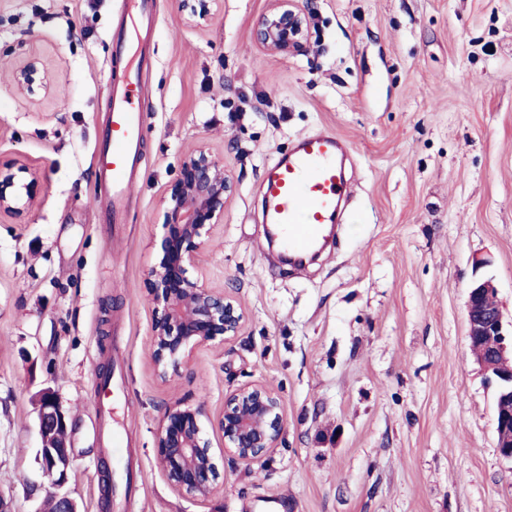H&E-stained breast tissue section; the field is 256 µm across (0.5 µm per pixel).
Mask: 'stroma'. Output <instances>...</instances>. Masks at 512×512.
<instances>
[{"instance_id":"1","label":"stroma","mask_w":512,"mask_h":512,"mask_svg":"<svg viewBox=\"0 0 512 512\" xmlns=\"http://www.w3.org/2000/svg\"><path fill=\"white\" fill-rule=\"evenodd\" d=\"M0 0V168L39 174L34 205L0 218V496L50 512L41 393L68 418L67 489L79 512H512V461L495 441V390L468 348L467 289L493 278L512 320V0H297L307 50L264 51L270 0H221L200 27L151 0ZM127 28L128 46L112 36ZM41 59L47 97L12 84ZM136 76L146 134L124 223L96 173L113 68ZM332 128L354 150L357 212L306 272L270 258L261 189L296 137ZM206 145L235 182L193 274L245 322L167 378L152 362L145 281L183 155ZM485 261L474 268V258ZM260 382L284 439L267 458L226 456L207 500L177 493L154 449L175 401L210 415ZM128 470H100L110 433Z\"/></svg>"}]
</instances>
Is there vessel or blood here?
<instances>
[{"mask_svg": "<svg viewBox=\"0 0 512 512\" xmlns=\"http://www.w3.org/2000/svg\"><path fill=\"white\" fill-rule=\"evenodd\" d=\"M112 142L98 154V174L112 184V212L120 214L145 136V114L131 88L112 92ZM351 150L334 131L322 129L298 140L263 186V222L299 263L344 220L348 183L344 161Z\"/></svg>", "mask_w": 512, "mask_h": 512, "instance_id": "vessel-or-blood-1", "label": "vessel or blood"}]
</instances>
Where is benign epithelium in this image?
<instances>
[{"label":"benign epithelium","mask_w":512,"mask_h":512,"mask_svg":"<svg viewBox=\"0 0 512 512\" xmlns=\"http://www.w3.org/2000/svg\"><path fill=\"white\" fill-rule=\"evenodd\" d=\"M178 10L199 25L217 0H175ZM307 18L295 0H271L256 21L261 48L285 56L306 49ZM13 84L21 95H49L54 79L36 58L20 61ZM39 184L36 170L21 165L0 169V217L22 215L33 205ZM234 193V183L223 161L205 147L185 153L177 176L164 200L163 235L149 266L146 290L154 306L151 330L152 361L161 378L176 373L192 348L223 344L238 336L245 318L240 304L224 289L207 285L190 274L196 251L212 228L223 223L224 208ZM498 289L491 279L475 281L467 292L466 320L469 347L491 342L490 350L475 359L487 384L496 389V447L512 460V327L504 322L494 303ZM220 433L224 450L242 463L262 460L282 442L285 419L281 397L262 383L245 384L224 399L216 417L202 405L175 402L160 413L155 429L157 458L170 485L178 492L205 500L211 496L221 471L205 425ZM44 442L40 455L56 512H78L75 499L65 491L72 463L66 443L65 415L50 396L42 399L38 413Z\"/></svg>","instance_id":"7a95c632"}]
</instances>
